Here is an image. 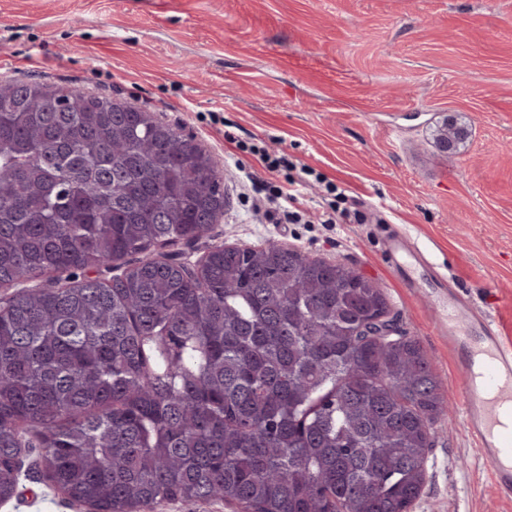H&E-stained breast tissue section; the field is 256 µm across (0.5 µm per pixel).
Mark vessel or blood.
Returning a JSON list of instances; mask_svg holds the SVG:
<instances>
[{
    "label": "vessel or blood",
    "instance_id": "obj_1",
    "mask_svg": "<svg viewBox=\"0 0 512 512\" xmlns=\"http://www.w3.org/2000/svg\"><path fill=\"white\" fill-rule=\"evenodd\" d=\"M382 257L402 282L428 294L435 333L448 344L458 374L466 428L490 473L498 500L512 503V315L495 321L430 276L425 252L393 233Z\"/></svg>",
    "mask_w": 512,
    "mask_h": 512
}]
</instances>
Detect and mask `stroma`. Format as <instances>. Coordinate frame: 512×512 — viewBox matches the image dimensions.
Masks as SVG:
<instances>
[{"mask_svg":"<svg viewBox=\"0 0 512 512\" xmlns=\"http://www.w3.org/2000/svg\"><path fill=\"white\" fill-rule=\"evenodd\" d=\"M15 78L135 104L211 154L224 215L170 257L273 240L376 281L448 405L411 512H512L464 430L430 301L380 257L396 225L489 315L507 303L494 289L512 287V0H0V82ZM447 115L472 128L453 156L434 142ZM251 134L364 202L367 223H261L247 176L262 169L230 142ZM0 512L86 509L37 477Z\"/></svg>","mask_w":512,"mask_h":512,"instance_id":"1","label":"stroma"}]
</instances>
